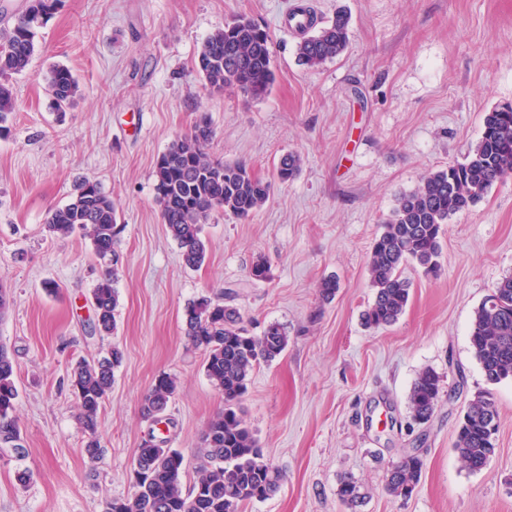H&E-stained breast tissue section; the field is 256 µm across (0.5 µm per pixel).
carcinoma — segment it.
<instances>
[{
  "label": "carcinoma",
  "instance_id": "carcinoma-1",
  "mask_svg": "<svg viewBox=\"0 0 512 512\" xmlns=\"http://www.w3.org/2000/svg\"><path fill=\"white\" fill-rule=\"evenodd\" d=\"M57 3L28 0L26 8L14 16L12 26L0 29V135L9 130L7 123L15 112L10 77L29 65L37 31ZM349 24L346 12H336L330 23L298 43V62L316 68L342 55L350 42ZM198 70L212 94L235 87L252 98L266 96L275 82L269 33L250 18L233 19L206 39L198 55ZM46 81L51 107L65 112L79 95V83L60 65L49 68ZM213 135L207 118L200 117L189 133L159 156L154 171L155 201L162 223L177 241L184 264L193 269L206 259L202 231L210 214L222 209L247 219L263 207L272 188L270 181L254 175L246 163L212 158L207 146ZM301 166L300 155L287 152L278 158L274 177L286 183L299 174ZM511 174L512 103H507L485 113L481 137L465 162L428 173L416 190L396 199L369 254V285L374 298L362 313L364 326L385 327L400 318L411 291L410 281L402 275L403 266L414 262L427 273L437 272L448 220L469 211ZM117 220L112 196L98 183L83 181L69 203L49 212L45 224L54 235L80 232L97 255L110 258L112 269L92 294L96 329L107 335L116 327ZM185 325L193 347L204 354L206 377L224 397V408L207 422L202 433L197 477L184 488L183 454L164 440L155 441L151 429L134 459L133 494L107 501L105 512H238L246 501L271 496L284 479L279 468L263 459L259 440L238 405L254 368L274 361L286 350V331L271 324L262 335H250L239 309L224 302L222 292L190 301ZM470 345L488 383L512 379V275L502 278L476 309ZM122 358V351L114 346L100 358L76 363L71 372L87 435L85 451L93 462L100 456V409ZM440 382L433 369L417 375L408 397L413 420H430L440 397ZM175 391L174 378L159 376L143 398L142 418L151 424L159 422ZM17 397L15 359L0 345V447L22 456L25 448L14 415ZM491 421H497V412L490 394L478 395L468 403L458 425L455 450L470 471L485 469L495 453V438L487 431ZM421 469L419 456L405 455L390 469L386 491L409 495ZM338 495L351 507L363 499L361 485L349 477L341 480Z\"/></svg>",
  "mask_w": 512,
  "mask_h": 512
}]
</instances>
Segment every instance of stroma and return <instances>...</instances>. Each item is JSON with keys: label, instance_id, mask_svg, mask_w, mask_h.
<instances>
[{"label": "stroma", "instance_id": "obj_1", "mask_svg": "<svg viewBox=\"0 0 512 512\" xmlns=\"http://www.w3.org/2000/svg\"><path fill=\"white\" fill-rule=\"evenodd\" d=\"M294 2L59 0L31 64L12 75L17 108L0 136V285L13 306L0 344L16 362L26 452L0 448V512H103L106 500L130 495L149 428L140 403L163 374L177 390L159 436L182 452L193 482L202 432L223 400L184 314L220 288L250 333L276 323L288 334L241 401L285 479L238 512H512V381L488 383L469 341L475 309L512 275V176L446 224L437 274L407 265L411 297L396 323H361L373 300L371 246L398 195L463 161L485 113L512 102V0H308L319 24L340 9L351 16L348 50L316 68L300 65L298 36L277 26ZM237 15L270 35L276 82L261 99L232 87L211 94L197 72L206 38ZM53 64L81 89L62 116L49 107ZM203 113L210 155L246 161L272 189L249 219L214 211L203 226L207 260L191 269L161 222L154 167ZM288 151L302 157L301 172L274 181ZM85 180L112 196L122 228L109 336L94 329L91 298L107 261L82 236L45 230L47 213ZM260 258L270 267L264 281L250 276ZM328 277L339 289L324 303ZM48 281L59 294L46 292ZM114 345L123 359L100 413L103 455L92 462L69 377ZM427 368L441 375L442 395L417 424L408 396ZM486 392L498 413L496 453L472 472L454 449L456 431ZM408 453L423 462L420 479L408 496L389 494L387 473ZM344 477L365 493L352 508L337 496Z\"/></svg>", "mask_w": 512, "mask_h": 512}]
</instances>
